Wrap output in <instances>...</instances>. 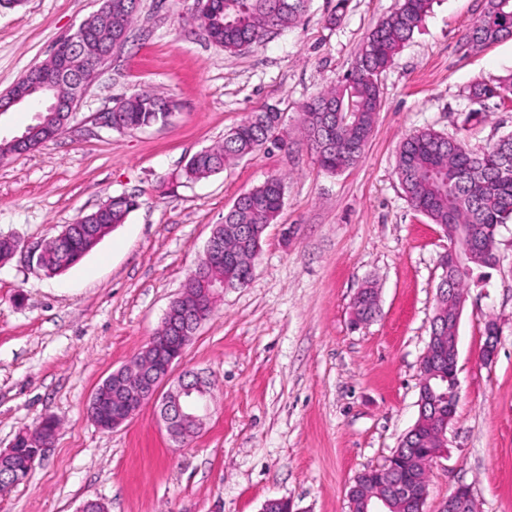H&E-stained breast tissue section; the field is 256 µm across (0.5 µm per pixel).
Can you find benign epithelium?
Here are the masks:
<instances>
[{"label":"benign epithelium","mask_w":512,"mask_h":512,"mask_svg":"<svg viewBox=\"0 0 512 512\" xmlns=\"http://www.w3.org/2000/svg\"><path fill=\"white\" fill-rule=\"evenodd\" d=\"M125 36L104 48L84 43L80 46L87 60V78L70 87L54 84L42 76L41 66L30 68V77L24 89L18 94L0 96V116L11 108L24 104H39L45 110H52L70 122L75 105L78 104L87 87L99 69L112 59L114 47L122 44ZM94 122L104 129L121 127L119 114L107 109L94 114ZM448 239V254L453 261L442 260V275L437 290V304L448 296L444 286L448 274L456 268L465 270L463 259L456 250V230L443 228ZM224 264V248L208 240L202 265L191 274V278L203 283L205 301H196L195 307L183 309L184 326L174 336H152L146 346L128 364L112 372V382H104L90 399L88 412L94 423L102 430L110 431L120 427L150 403L159 404L160 418L170 437L182 444L195 437L202 429L209 415L208 379L199 373L186 372L174 376V364L178 363L185 349L202 324L204 312L201 308L212 309L215 300L224 293V280L206 275V272ZM458 300L457 311L448 316V335L443 336L437 329L429 336L419 371L420 385L418 398V422L402 438V447L419 435L421 442L429 447L422 457L421 465L429 470L448 447V427L452 424L459 399L458 326L464 308L465 296L454 294ZM486 340L478 353V360L490 363L498 349L496 326L489 322L485 328ZM166 392H161L163 386ZM54 438L53 420L44 419L34 429L20 432L9 448L0 451V482L15 486L27 479L37 459L42 457ZM428 496V483L421 482L409 472L398 471L391 465L373 467L356 477L355 486L350 488L351 512H394L393 504L423 512ZM475 503L472 493L464 484L454 487L443 502L440 512H473ZM260 512H295L293 503L287 498L266 500Z\"/></svg>","instance_id":"1"}]
</instances>
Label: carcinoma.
<instances>
[{"label":"carcinoma","mask_w":512,"mask_h":512,"mask_svg":"<svg viewBox=\"0 0 512 512\" xmlns=\"http://www.w3.org/2000/svg\"><path fill=\"white\" fill-rule=\"evenodd\" d=\"M139 0H126L112 11V21L95 22L76 41L105 46L115 32H129ZM309 0H211L202 21L213 44L232 53L262 44L269 30L294 26L306 14ZM432 0H400L399 7L369 33L352 71L333 87L310 97L300 107L302 133L316 154L319 165L329 173L354 165L364 151L363 133L372 130L380 108L378 76L391 64L430 11ZM512 38V0H485L473 28L472 41L488 44ZM468 98L484 107L493 100L506 108L512 100V75L494 82L479 81L468 89ZM176 108L166 96L143 91L122 99L112 111L123 115L124 129L135 130L165 124ZM281 112L268 107L256 112L231 130L224 142L195 153L187 163L186 176L206 178L226 162L244 157L268 143L279 141ZM32 148L62 133L48 113L28 126ZM396 174L409 206L432 223L461 224L473 231L469 270L448 283L465 289L474 272L496 263V234L512 223V134L493 145L474 150L464 141L427 128L407 136L399 145ZM284 178L270 181L239 194L224 215L218 231L224 241V266L217 272L233 288L250 281L246 258L262 239L238 232L242 226H269L277 222L284 195ZM132 207L116 205L96 223V232L125 223ZM92 250L89 238L80 234L60 241L55 236L45 243L43 271L57 274L77 264Z\"/></svg>","instance_id":"obj_1"}]
</instances>
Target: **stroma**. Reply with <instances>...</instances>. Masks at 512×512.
Listing matches in <instances>:
<instances>
[{"label":"stroma","instance_id":"obj_1","mask_svg":"<svg viewBox=\"0 0 512 512\" xmlns=\"http://www.w3.org/2000/svg\"><path fill=\"white\" fill-rule=\"evenodd\" d=\"M311 0L293 27L232 54L193 21L195 0H140L128 43L77 105L67 129L0 161V238L33 247L108 198L139 206L79 264L49 275L24 255L0 262V450L41 419L59 421L29 478L0 495V512H350L364 469L385 465L418 416L419 362L429 341L448 240L413 211L395 174L408 134L431 128L480 149L512 132V111L471 119L467 88L512 74V39L463 50L484 0H434L412 39L379 76L381 107L360 160L331 174L300 132V106L350 70L369 31L398 0ZM98 0L0 4V93L48 59ZM148 90L171 96V120L118 132L95 112ZM287 145H272L201 180L195 152L223 141L268 105ZM273 175L285 203L251 281L225 290L187 346L182 368L213 380L203 430L177 447L148 405L117 429L87 413L103 380L147 343L236 197ZM499 263L468 288L458 327L460 398L448 446L429 472L424 512L471 485L478 512H512V223ZM371 322L352 323L366 284ZM493 362L477 353L487 321Z\"/></svg>","mask_w":512,"mask_h":512}]
</instances>
